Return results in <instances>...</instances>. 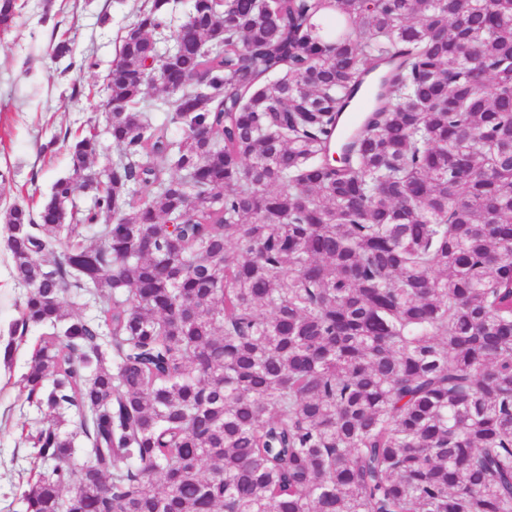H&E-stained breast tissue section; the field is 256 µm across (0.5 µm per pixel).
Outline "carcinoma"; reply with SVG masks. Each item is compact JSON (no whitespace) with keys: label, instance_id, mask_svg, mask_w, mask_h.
<instances>
[{"label":"carcinoma","instance_id":"1","mask_svg":"<svg viewBox=\"0 0 512 512\" xmlns=\"http://www.w3.org/2000/svg\"><path fill=\"white\" fill-rule=\"evenodd\" d=\"M171 11L125 30L92 205L90 131L0 212L53 414L23 512H512V0H192L167 63ZM169 98L168 93L158 84L148 89L146 95L147 104L150 105L148 113L154 122L161 123L167 121L172 116L171 110L167 105L163 104V102Z\"/></svg>","mask_w":512,"mask_h":512}]
</instances>
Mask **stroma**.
I'll use <instances>...</instances> for the list:
<instances>
[{"mask_svg": "<svg viewBox=\"0 0 512 512\" xmlns=\"http://www.w3.org/2000/svg\"><path fill=\"white\" fill-rule=\"evenodd\" d=\"M143 2L22 0L11 27L0 31V211L14 204L38 208L70 173L67 138L92 122L104 127L105 77ZM61 41L70 57H53ZM6 238L0 225V350L25 294L12 276ZM39 335L29 329L11 361H0V512L21 508L31 454L22 432L42 418L26 403L22 382Z\"/></svg>", "mask_w": 512, "mask_h": 512, "instance_id": "1", "label": "stroma"}]
</instances>
